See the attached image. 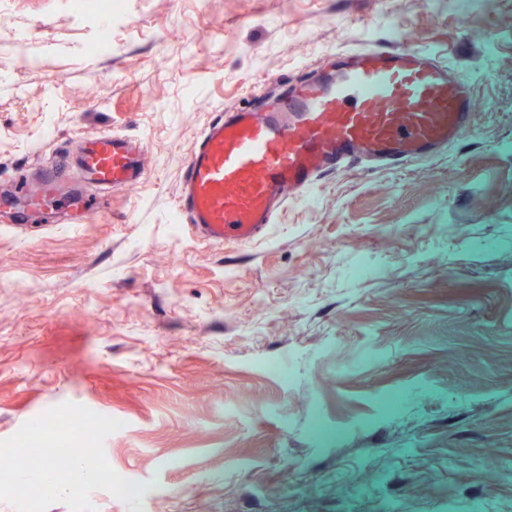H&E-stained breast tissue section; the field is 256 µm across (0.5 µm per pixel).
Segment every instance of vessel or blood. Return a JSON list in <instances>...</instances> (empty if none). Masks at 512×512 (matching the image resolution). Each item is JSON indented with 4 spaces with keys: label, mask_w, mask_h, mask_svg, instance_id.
I'll return each mask as SVG.
<instances>
[{
    "label": "vessel or blood",
    "mask_w": 512,
    "mask_h": 512,
    "mask_svg": "<svg viewBox=\"0 0 512 512\" xmlns=\"http://www.w3.org/2000/svg\"><path fill=\"white\" fill-rule=\"evenodd\" d=\"M335 71L304 79L263 111L240 110L210 123L190 150L178 210L191 231L216 245L265 235L282 207L302 199L318 176L356 161L399 167L430 159L470 128V80L411 46L343 51ZM75 168L102 190L142 182L144 141L117 132L85 138ZM42 180L24 192L28 210L56 199Z\"/></svg>",
    "instance_id": "b4317fda"
}]
</instances>
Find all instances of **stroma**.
<instances>
[{"label":"stroma","mask_w":512,"mask_h":512,"mask_svg":"<svg viewBox=\"0 0 512 512\" xmlns=\"http://www.w3.org/2000/svg\"><path fill=\"white\" fill-rule=\"evenodd\" d=\"M114 4L0 0V194L93 132L152 161L108 210L0 213V440L66 402L122 421L146 493L93 512H512V0ZM398 44L471 81L461 140L326 174L244 246L188 230L206 126Z\"/></svg>","instance_id":"35a3bbf8"}]
</instances>
